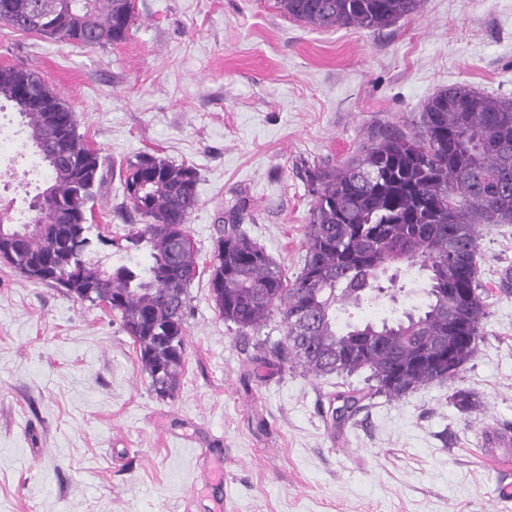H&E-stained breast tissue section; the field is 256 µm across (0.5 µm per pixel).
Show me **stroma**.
I'll use <instances>...</instances> for the list:
<instances>
[{
    "label": "stroma",
    "instance_id": "obj_1",
    "mask_svg": "<svg viewBox=\"0 0 512 512\" xmlns=\"http://www.w3.org/2000/svg\"><path fill=\"white\" fill-rule=\"evenodd\" d=\"M123 44L83 47L0 25V66L25 64L74 110L114 166L142 153L198 173L189 231L208 263L221 216L295 276L305 257L307 165L358 154L382 123L419 119L438 90L467 84L512 99V0H425L380 31L312 29L274 0H137ZM0 109V198L25 212L46 172ZM94 221L118 239L141 218L119 178ZM489 312L474 356L450 382L382 396L344 422L337 393L364 373L276 367L273 319L239 333L189 286L186 362L159 398L115 314L29 281L0 261V512H512V224L480 227ZM413 295L339 312L381 319ZM459 389L474 405L452 403Z\"/></svg>",
    "mask_w": 512,
    "mask_h": 512
}]
</instances>
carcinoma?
Listing matches in <instances>:
<instances>
[{"label":"carcinoma","instance_id":"1","mask_svg":"<svg viewBox=\"0 0 512 512\" xmlns=\"http://www.w3.org/2000/svg\"><path fill=\"white\" fill-rule=\"evenodd\" d=\"M54 0H0V24L86 47L125 42L135 0H69L71 8L37 26L33 14ZM423 0H276L289 19L315 30L387 28L417 15ZM13 103L37 149L47 187L28 216H5L0 256L30 281L62 285L75 300L106 298L139 352L157 396L175 395L184 372L188 285L197 249L187 221L197 208V173L151 154L120 169L127 205L144 224L111 240L88 223L87 204L105 180L97 149L78 134L75 112L24 64L0 66V100ZM312 197L301 271L280 264L239 228L220 225L209 275L211 298L241 333L274 316L285 326L270 347L281 363L321 377L367 371L369 390L339 393L336 423L376 394L400 399L432 382H450L482 338L488 316L478 268L481 224H512V100L468 85L434 93L415 129L384 124L360 152L336 165L303 170ZM115 246L114 262L93 242ZM427 274L420 306L395 318L337 324L336 311L360 309L404 292L400 266ZM458 327L449 328L448 303ZM443 351L432 359L427 351Z\"/></svg>","mask_w":512,"mask_h":512}]
</instances>
